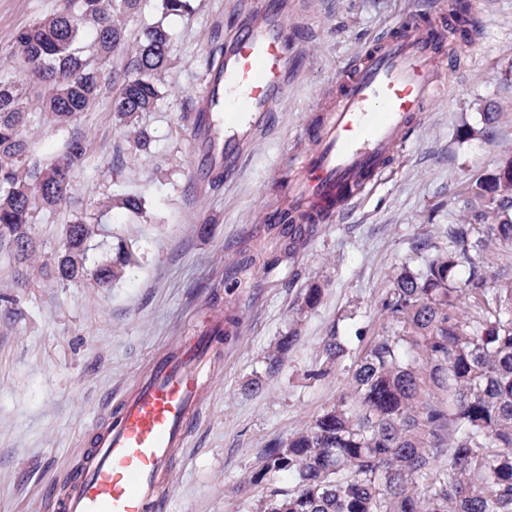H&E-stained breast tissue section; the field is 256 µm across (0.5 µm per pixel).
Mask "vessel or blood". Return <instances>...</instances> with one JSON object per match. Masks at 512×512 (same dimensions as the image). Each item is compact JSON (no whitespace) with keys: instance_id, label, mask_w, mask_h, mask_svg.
<instances>
[{"instance_id":"b4317fda","label":"vessel or blood","mask_w":512,"mask_h":512,"mask_svg":"<svg viewBox=\"0 0 512 512\" xmlns=\"http://www.w3.org/2000/svg\"><path fill=\"white\" fill-rule=\"evenodd\" d=\"M259 19L224 45L220 72L206 85L220 105L213 112L214 145L224 175H233L243 146L267 123L288 79V30L275 0H260ZM456 4L446 0L434 18L412 12L345 68L338 92L297 158L285 196L293 211L316 209V223L339 218L381 180L402 147L401 133L416 123L445 82V56ZM210 365V344L158 362L128 394L120 412L84 449V464L53 512H160L159 480L185 447L201 407V380Z\"/></svg>"}]
</instances>
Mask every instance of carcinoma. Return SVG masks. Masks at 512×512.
<instances>
[{
    "mask_svg": "<svg viewBox=\"0 0 512 512\" xmlns=\"http://www.w3.org/2000/svg\"><path fill=\"white\" fill-rule=\"evenodd\" d=\"M139 0H63L53 17L19 29L14 38L22 79L0 82V251L25 260L36 207L67 199L84 142L72 138L63 158L43 163L30 155L24 129L31 91L53 120L70 125L99 97L106 66L125 42L121 12ZM169 36L150 27L123 68L112 111L121 119L155 108V74L167 61ZM477 195L512 194V162ZM280 233L296 245L315 226L288 211ZM490 230L512 241V213L500 212ZM86 225L66 235L55 272L74 280L85 272ZM450 249H435L423 270L397 275L381 311L404 335L373 340L356 364L350 400L324 411L309 428L266 452L251 483L288 472L295 485L273 490L265 512H512V281L497 287L475 262L485 239L472 224L448 225ZM468 264L465 279L455 280ZM472 301L481 317L464 319ZM331 359L344 344L331 332ZM439 391L442 397L428 394Z\"/></svg>",
    "mask_w": 512,
    "mask_h": 512,
    "instance_id": "1",
    "label": "carcinoma"
}]
</instances>
